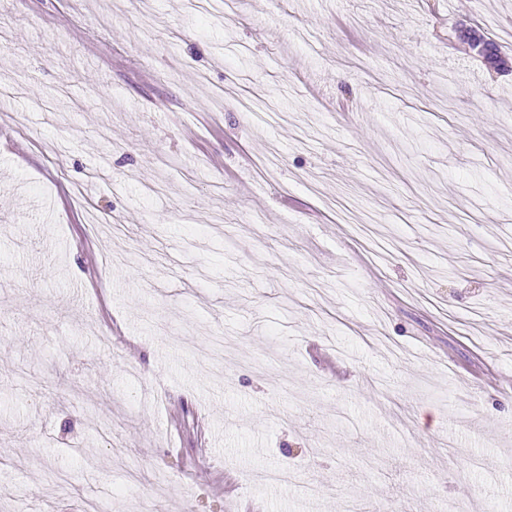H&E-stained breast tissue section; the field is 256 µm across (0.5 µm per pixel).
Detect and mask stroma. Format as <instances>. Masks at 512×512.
I'll list each match as a JSON object with an SVG mask.
<instances>
[{
  "mask_svg": "<svg viewBox=\"0 0 512 512\" xmlns=\"http://www.w3.org/2000/svg\"><path fill=\"white\" fill-rule=\"evenodd\" d=\"M186 3L0 0V500L512 512V0Z\"/></svg>",
  "mask_w": 512,
  "mask_h": 512,
  "instance_id": "stroma-1",
  "label": "stroma"
}]
</instances>
